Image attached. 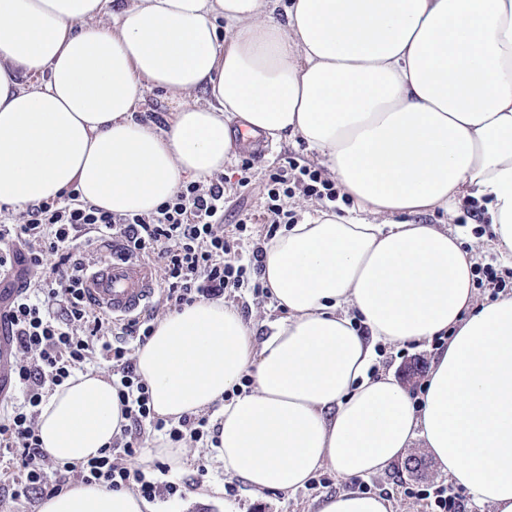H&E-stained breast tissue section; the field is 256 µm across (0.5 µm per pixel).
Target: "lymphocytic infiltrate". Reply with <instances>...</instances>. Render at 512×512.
<instances>
[{
    "label": "lymphocytic infiltrate",
    "instance_id": "obj_1",
    "mask_svg": "<svg viewBox=\"0 0 512 512\" xmlns=\"http://www.w3.org/2000/svg\"><path fill=\"white\" fill-rule=\"evenodd\" d=\"M266 191L271 236L290 216L282 198L299 193L333 203L339 196L335 180L324 170L293 162L271 171ZM246 229L243 221L231 232L224 227L220 174L182 186L150 213L117 215L82 202L72 189L0 220V285L10 290L0 322L16 346L14 383L23 394L22 403L0 417V437L16 451L19 492L52 496L74 473L82 482L111 489L134 484L149 497L158 491L156 482L133 466L146 431H163L171 441L188 445L218 436V425L205 414L187 413L176 421L157 416L133 355L134 346L152 336V318L115 321L95 313L81 291L89 270L80 254L83 247L109 239L120 246L121 257L150 262L158 274L160 302L170 313L229 290L263 294V247L257 241L246 244ZM246 248L251 251L247 259L242 256ZM95 358L108 372L127 423L109 448L80 469L68 464L49 468L38 431L40 407Z\"/></svg>",
    "mask_w": 512,
    "mask_h": 512
}]
</instances>
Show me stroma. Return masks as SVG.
I'll use <instances>...</instances> for the list:
<instances>
[{"mask_svg":"<svg viewBox=\"0 0 512 512\" xmlns=\"http://www.w3.org/2000/svg\"><path fill=\"white\" fill-rule=\"evenodd\" d=\"M296 160L298 164L315 167L316 162L305 143L294 139L278 146H268L266 153L259 154L250 147H241L235 160L226 166L224 173V221L237 223L244 216H251L252 222L247 233L256 237L264 233L267 225V199L265 184L269 170L286 160ZM426 223H451L454 230L477 238L493 240L490 218L485 206L475 205L473 199L464 198L460 205V215L449 220L447 215L438 213L426 216ZM233 303L241 310L245 322L261 336L268 335L270 324L282 317V310L269 308L268 300L255 296L252 290H242ZM379 362L384 369L392 370L398 380L407 387L423 382L431 361L436 353L435 343L389 345L377 348ZM417 459L414 471L403 469L402 462H395L380 474L368 477L367 483L373 493L387 494L392 503V512H430L425 502L408 497L405 485L447 481V474L440 471L436 462L428 455L421 442H414L410 449ZM188 462L177 472L167 469L165 459H154L143 468L144 473L158 485L176 484L180 492L171 496L160 493V501L174 504L177 512H224L223 505L205 496L208 485H235L236 493L232 501L239 512H316L317 500L322 494L355 490L354 480H344L336 476L329 467L319 469V476L325 477L324 486L312 489L306 486L285 493L278 490H265L255 494L244 484H233L231 476L225 474L224 465L217 458V451L211 443L200 442L188 448Z\"/></svg>","mask_w":512,"mask_h":512,"instance_id":"obj_1","label":"stroma"}]
</instances>
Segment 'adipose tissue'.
I'll return each mask as SVG.
<instances>
[{"instance_id": "adipose-tissue-1", "label": "adipose tissue", "mask_w": 512, "mask_h": 512, "mask_svg": "<svg viewBox=\"0 0 512 512\" xmlns=\"http://www.w3.org/2000/svg\"><path fill=\"white\" fill-rule=\"evenodd\" d=\"M157 90L162 127L137 115ZM241 132L299 137L353 207L265 242L286 316L263 339L220 299L157 321L135 352L155 412L218 406V457L254 490L378 474L419 440L474 505L512 512V297L476 304L463 235L424 221L485 200L512 268V0H0V207L73 188L150 213L223 172ZM437 336L419 393L379 370L378 344ZM124 423L108 379L79 373L40 407L42 450L79 465ZM38 512L157 506L77 483ZM318 512L391 504L345 491Z\"/></svg>"}]
</instances>
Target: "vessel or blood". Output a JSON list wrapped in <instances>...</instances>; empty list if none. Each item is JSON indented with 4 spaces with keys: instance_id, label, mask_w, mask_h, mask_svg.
Listing matches in <instances>:
<instances>
[{
    "instance_id": "obj_1",
    "label": "vessel or blood",
    "mask_w": 512,
    "mask_h": 512,
    "mask_svg": "<svg viewBox=\"0 0 512 512\" xmlns=\"http://www.w3.org/2000/svg\"><path fill=\"white\" fill-rule=\"evenodd\" d=\"M157 277L151 265L133 258H113L98 265L85 284L92 308L115 318L145 310L156 292ZM15 348L10 336L0 327V401L14 390L12 367Z\"/></svg>"
}]
</instances>
